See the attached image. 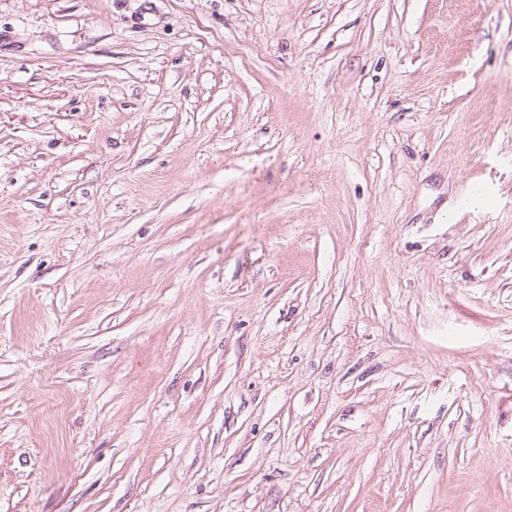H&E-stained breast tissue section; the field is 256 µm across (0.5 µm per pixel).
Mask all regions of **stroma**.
I'll return each instance as SVG.
<instances>
[{
	"instance_id": "35a3bbf8",
	"label": "stroma",
	"mask_w": 512,
	"mask_h": 512,
	"mask_svg": "<svg viewBox=\"0 0 512 512\" xmlns=\"http://www.w3.org/2000/svg\"><path fill=\"white\" fill-rule=\"evenodd\" d=\"M0 512H512V0H0Z\"/></svg>"
}]
</instances>
